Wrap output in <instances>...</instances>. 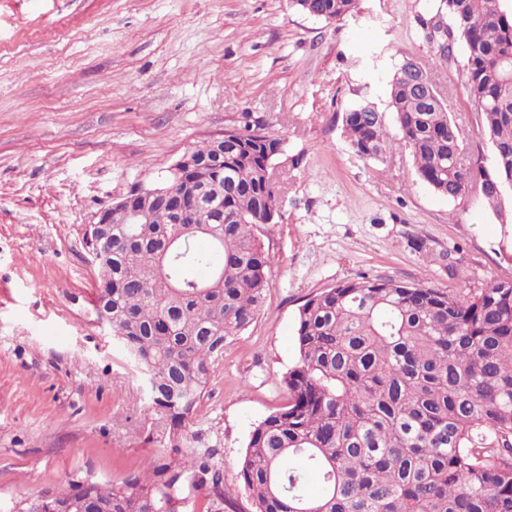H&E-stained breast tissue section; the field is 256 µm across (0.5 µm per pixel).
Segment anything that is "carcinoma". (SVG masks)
Wrapping results in <instances>:
<instances>
[{
  "label": "carcinoma",
  "mask_w": 512,
  "mask_h": 512,
  "mask_svg": "<svg viewBox=\"0 0 512 512\" xmlns=\"http://www.w3.org/2000/svg\"><path fill=\"white\" fill-rule=\"evenodd\" d=\"M328 23L359 0H290ZM452 19L439 55L465 48L464 89L490 144L492 168L466 157L429 67L406 58L389 76L388 111L362 97L342 113L353 152L380 160L409 149L436 194L480 198L512 229V5L442 0ZM398 137L390 135L386 113ZM195 170L170 176L184 202L216 169L206 140ZM280 139L224 131V223L204 209L181 224L112 219V254L96 263L92 314L112 308V341L139 372L145 398L167 416L143 471L105 484L75 476L68 488L0 503V512H225L220 449L182 452L224 348L259 314L273 256L261 239L275 223L271 161ZM288 403L252 430L238 477L254 512H512V274L462 294L365 276L305 301L296 320ZM322 492H306L305 473Z\"/></svg>",
  "instance_id": "obj_1"
}]
</instances>
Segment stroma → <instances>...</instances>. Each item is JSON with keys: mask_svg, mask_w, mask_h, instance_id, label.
<instances>
[{"mask_svg": "<svg viewBox=\"0 0 512 512\" xmlns=\"http://www.w3.org/2000/svg\"><path fill=\"white\" fill-rule=\"evenodd\" d=\"M440 0H359L328 23L290 0H0V498L117 481L160 447L166 417L91 314L97 275L85 229L183 152L227 129L282 142L263 241L271 288L224 350L191 447L223 454L226 492L254 427L283 406L296 317L312 295L362 276L449 293L512 272V240L473 194L420 182L407 148L384 160L348 146L342 113L388 99L395 64H428L466 153L493 152L466 119L464 55L440 58L426 20Z\"/></svg>", "mask_w": 512, "mask_h": 512, "instance_id": "1", "label": "stroma"}]
</instances>
